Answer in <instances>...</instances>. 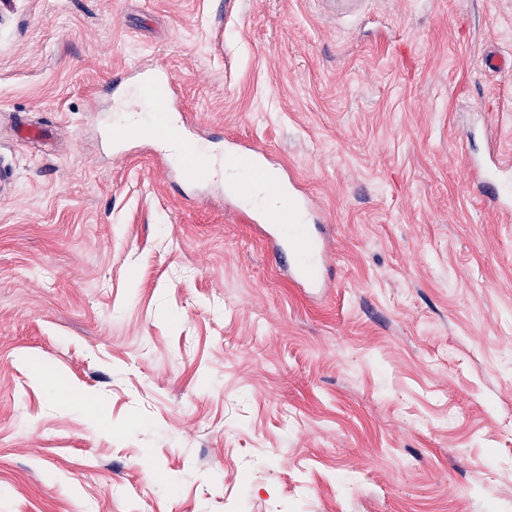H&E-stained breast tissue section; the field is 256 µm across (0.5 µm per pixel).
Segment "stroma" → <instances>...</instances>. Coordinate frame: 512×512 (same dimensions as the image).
Returning <instances> with one entry per match:
<instances>
[{
    "label": "stroma",
    "mask_w": 512,
    "mask_h": 512,
    "mask_svg": "<svg viewBox=\"0 0 512 512\" xmlns=\"http://www.w3.org/2000/svg\"><path fill=\"white\" fill-rule=\"evenodd\" d=\"M490 47L512 0H0V512H512ZM146 62L316 201L323 295L225 183L114 159Z\"/></svg>",
    "instance_id": "35a3bbf8"
}]
</instances>
